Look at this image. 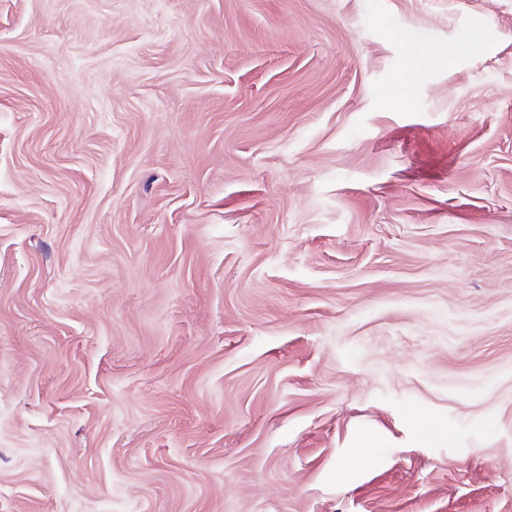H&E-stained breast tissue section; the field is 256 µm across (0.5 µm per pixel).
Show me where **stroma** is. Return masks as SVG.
<instances>
[{"instance_id":"1","label":"stroma","mask_w":512,"mask_h":512,"mask_svg":"<svg viewBox=\"0 0 512 512\" xmlns=\"http://www.w3.org/2000/svg\"><path fill=\"white\" fill-rule=\"evenodd\" d=\"M0 512H512V0H0ZM407 419L416 428V441L427 444L436 440H448L452 436L448 423L433 416H425L415 409L406 412ZM371 442L363 435H359L353 448H355L350 455L342 463L341 467L336 473V479L340 482H345L349 474L359 469L365 461V448H370Z\"/></svg>"}]
</instances>
